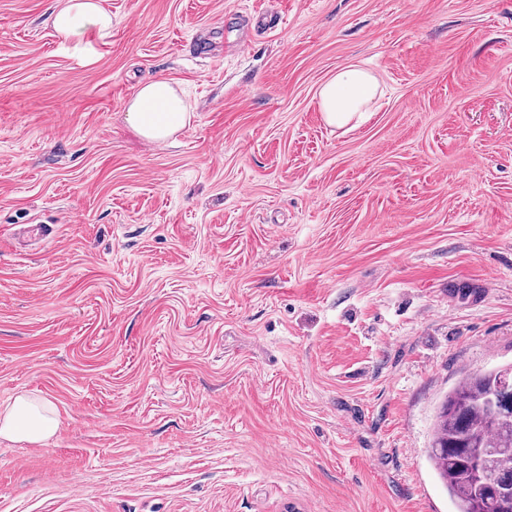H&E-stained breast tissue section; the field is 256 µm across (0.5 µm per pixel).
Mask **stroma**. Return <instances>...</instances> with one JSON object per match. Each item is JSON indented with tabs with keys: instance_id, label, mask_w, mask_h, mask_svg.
<instances>
[{
	"instance_id": "obj_1",
	"label": "stroma",
	"mask_w": 512,
	"mask_h": 512,
	"mask_svg": "<svg viewBox=\"0 0 512 512\" xmlns=\"http://www.w3.org/2000/svg\"><path fill=\"white\" fill-rule=\"evenodd\" d=\"M55 2L0 0V405L59 420L0 512H453L436 408L512 363V0H103L78 48ZM379 84L370 72L357 67L344 68L325 82L319 90L321 111L327 124L336 127L361 120L370 112ZM190 119V106L181 91L165 79L138 89L126 108V121L149 142H165Z\"/></svg>"
}]
</instances>
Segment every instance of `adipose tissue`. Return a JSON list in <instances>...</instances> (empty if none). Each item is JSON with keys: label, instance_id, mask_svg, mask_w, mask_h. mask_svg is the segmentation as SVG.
<instances>
[{"label": "adipose tissue", "instance_id": "adipose-tissue-1", "mask_svg": "<svg viewBox=\"0 0 512 512\" xmlns=\"http://www.w3.org/2000/svg\"><path fill=\"white\" fill-rule=\"evenodd\" d=\"M56 36L77 41L87 31L105 38L112 33V15L102 0H58L50 16ZM379 84L370 72L344 68L319 90L320 107L327 124L343 127L362 118L373 103ZM190 119V106L171 82L156 79L138 89L126 108V120L144 140L164 142L182 130ZM57 430V419L48 402L20 395L0 407V437L40 443Z\"/></svg>", "mask_w": 512, "mask_h": 512}]
</instances>
